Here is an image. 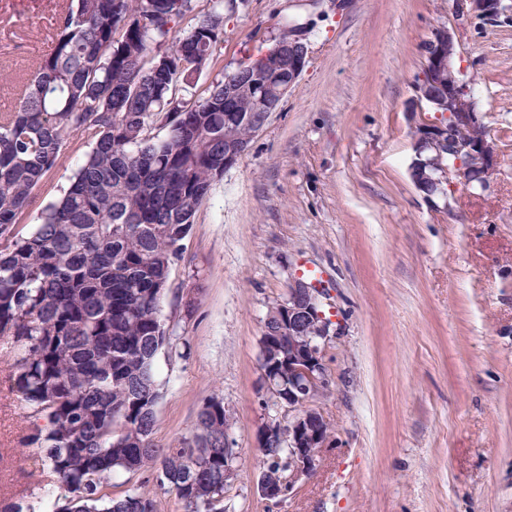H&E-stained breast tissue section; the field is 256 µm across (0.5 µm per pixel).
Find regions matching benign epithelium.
Segmentation results:
<instances>
[{
	"label": "benign epithelium",
	"mask_w": 512,
	"mask_h": 512,
	"mask_svg": "<svg viewBox=\"0 0 512 512\" xmlns=\"http://www.w3.org/2000/svg\"><path fill=\"white\" fill-rule=\"evenodd\" d=\"M458 11L487 22H495L509 6L503 0H456ZM308 46L304 34L293 28L288 42L277 46L257 61L239 67L224 77V88L231 95L241 92L239 72L253 74L251 93L256 110L263 113L254 126L259 132L269 115L296 83L304 70ZM425 70L429 80L417 86L416 117L427 106L452 115L449 125L416 119L413 126L414 158L409 173L416 190L432 205L436 199L447 198L450 187L462 185L480 195L488 190L497 171L500 150L489 136L471 97L467 84L455 75L457 42L448 27L436 29L424 46ZM288 59V79L278 77L276 61ZM250 140H240L231 133L224 135V168L232 167L247 150ZM464 156L465 163L448 164V156ZM323 289L295 276L288 286L287 298L270 307L266 318L282 320L286 335L287 373L280 376L259 359L263 380L264 408L288 412V424L275 417L259 426L255 450L286 448L288 456L279 464L260 472L258 492L266 499H277L292 492L298 479L313 474L323 451L334 442L330 421L324 417L314 400L330 389V375L325 361V347L331 340L332 321L323 308Z\"/></svg>",
	"instance_id": "obj_1"
}]
</instances>
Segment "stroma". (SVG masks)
<instances>
[{
    "label": "stroma",
    "instance_id": "35a3bbf8",
    "mask_svg": "<svg viewBox=\"0 0 512 512\" xmlns=\"http://www.w3.org/2000/svg\"><path fill=\"white\" fill-rule=\"evenodd\" d=\"M67 0H0V108L13 79L48 54ZM224 38L197 81L204 91L266 53L291 24L306 67L199 206L159 317L173 346L151 439L177 446L210 397L223 400L237 472L224 512H512V20L485 25L454 0H224ZM441 26L456 66L501 147L482 195L455 187L450 209L414 188L409 112ZM64 149L19 229L39 224L88 152ZM325 275L341 326L328 344L331 390L317 404L334 446L293 492L257 491L262 407L259 340L301 264ZM0 339V499L36 503L63 490L25 447L30 407L6 381ZM142 488L157 512H184L153 471L117 473L119 497Z\"/></svg>",
    "mask_w": 512,
    "mask_h": 512
}]
</instances>
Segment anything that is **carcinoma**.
<instances>
[{"instance_id":"1","label":"carcinoma","mask_w":512,"mask_h":512,"mask_svg":"<svg viewBox=\"0 0 512 512\" xmlns=\"http://www.w3.org/2000/svg\"><path fill=\"white\" fill-rule=\"evenodd\" d=\"M192 0H70L53 47L0 112V338L16 350L12 389L32 409L26 444L67 496L52 512H155L136 489L103 492L115 471L158 472L190 512H224V407L193 436L153 446L170 347L158 296L180 242L224 174V129L251 111L224 81L193 92L224 37L211 11L187 32ZM165 134L159 136L154 130ZM90 150L26 235L34 192L66 146Z\"/></svg>"}]
</instances>
